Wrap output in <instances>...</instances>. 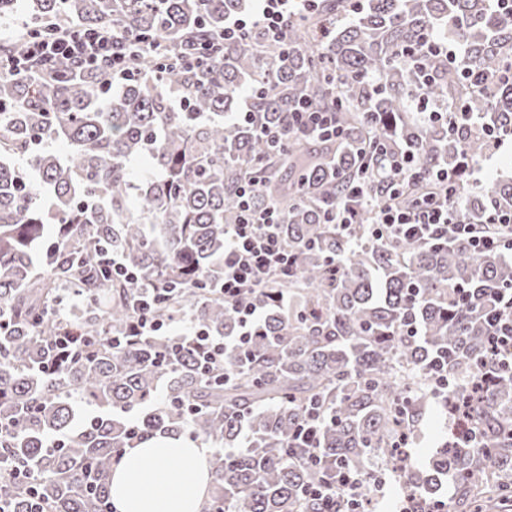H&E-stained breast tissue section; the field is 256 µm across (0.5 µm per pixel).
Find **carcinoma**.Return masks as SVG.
<instances>
[{
  "label": "carcinoma",
  "instance_id": "cac0c4a2",
  "mask_svg": "<svg viewBox=\"0 0 512 512\" xmlns=\"http://www.w3.org/2000/svg\"><path fill=\"white\" fill-rule=\"evenodd\" d=\"M247 9L248 0H32L0 54L38 32L103 22L176 52ZM440 28L463 45L459 61L423 52ZM141 67L146 78L105 102L98 78L81 85L64 61L49 75L0 80V154L23 155L28 166L0 160V315L10 322L0 335V422L11 427L0 435V494L10 491L12 512H30L32 487L47 512H101L124 449L190 428L215 445L213 512H325L310 491L327 483L344 512V471L364 476L361 502L373 499L375 481L388 475L373 461L403 470L425 405L448 410L463 396L432 391L434 363L448 357L456 383L487 366L486 315L512 295V259L499 249L475 253L460 238L375 240L369 210L340 232L325 213L362 175L375 202L389 200L394 152H412L423 173L462 152L484 153L479 131L450 136L444 123L416 120L408 106L418 92L437 102L456 91L492 130L512 133V0H358L355 8L322 0L293 16L282 45L266 44L257 27L190 72ZM471 68L501 79L481 93L468 85ZM181 98L189 111L174 109ZM300 99L336 112L342 136L294 132L288 109ZM273 127L284 133L276 146L262 137ZM42 140L65 141L66 154L39 149ZM140 156L154 177L132 198ZM249 181L253 206L280 212L295 275L255 292L262 322L241 345L221 287L226 231L242 220ZM510 210L512 180H499L464 217L482 224ZM106 251L139 280L103 274ZM153 284L166 286L152 308L170 335L113 349L133 298ZM72 287L82 291L80 314L63 316L58 303ZM186 315L224 338L223 368L196 364L178 328ZM64 330L89 340L91 355L75 363L47 354ZM481 396L472 418L459 414L461 428L446 430L425 474L405 475L418 512L448 480L461 512L512 500V370L493 367ZM309 414L319 415L313 447L297 439Z\"/></svg>",
  "mask_w": 512,
  "mask_h": 512
}]
</instances>
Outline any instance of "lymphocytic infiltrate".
<instances>
[{
  "instance_id": "lymphocytic-infiltrate-1",
  "label": "lymphocytic infiltrate",
  "mask_w": 512,
  "mask_h": 512,
  "mask_svg": "<svg viewBox=\"0 0 512 512\" xmlns=\"http://www.w3.org/2000/svg\"><path fill=\"white\" fill-rule=\"evenodd\" d=\"M294 14L292 0H259L256 15L238 18L224 26V32L214 40L193 41L181 54L169 57L165 41L155 40L140 45L130 31L103 23L76 32L55 30L47 36H35L21 51L0 60V76L14 81L33 77L36 66L66 61L77 75L98 77L101 93L113 85L143 77L137 64L138 54L144 53L161 61H174L181 68L193 69L199 62L221 55L225 47L236 44L254 26H261L266 41H282ZM423 122L447 120L449 134L477 127L473 113L459 109L457 101L434 103L424 97L413 101ZM291 126L302 134L337 136L335 113L312 109L307 102H298L289 114ZM476 158L461 154L452 167L441 166L428 172L427 177L439 189L438 195L409 205L388 202L375 205L365 182L353 183L346 200L336 202L327 211L328 223L337 230H346L358 223L361 209L373 212L370 224L374 239L415 238L427 243L444 242L451 238L466 239L473 251L482 252L494 246L512 251V211L491 215L486 225L465 221L462 191L468 178L479 174ZM254 185L243 187L241 205L246 213L242 223L230 225L228 244L224 248V298L239 306L244 327L260 320L259 309L246 303V295L265 287L271 277H293V260L279 230V213L268 207L254 210L251 199ZM490 334L488 351L494 364L512 363V297L500 299L487 316Z\"/></svg>"
}]
</instances>
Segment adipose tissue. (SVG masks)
Wrapping results in <instances>:
<instances>
[{
  "label": "adipose tissue",
  "mask_w": 512,
  "mask_h": 512,
  "mask_svg": "<svg viewBox=\"0 0 512 512\" xmlns=\"http://www.w3.org/2000/svg\"><path fill=\"white\" fill-rule=\"evenodd\" d=\"M210 451L199 443L150 438L126 449L110 478L115 512H202L210 485ZM179 463V477L168 467Z\"/></svg>",
  "instance_id": "1"
}]
</instances>
